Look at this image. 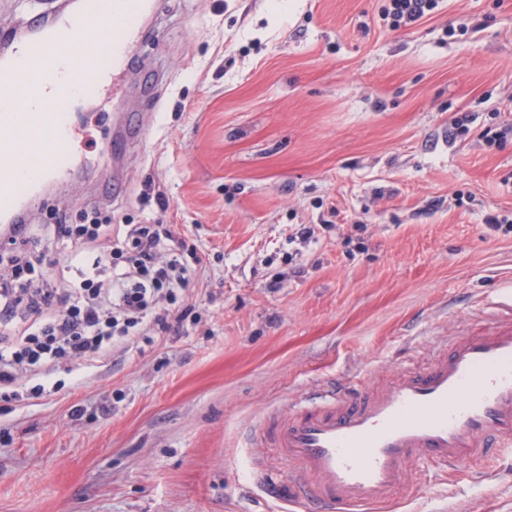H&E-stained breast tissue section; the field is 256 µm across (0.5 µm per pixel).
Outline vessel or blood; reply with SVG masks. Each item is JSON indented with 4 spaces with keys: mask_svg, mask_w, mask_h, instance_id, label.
<instances>
[{
    "mask_svg": "<svg viewBox=\"0 0 512 512\" xmlns=\"http://www.w3.org/2000/svg\"><path fill=\"white\" fill-rule=\"evenodd\" d=\"M151 8V0H77L55 20L8 36L0 54L1 220L44 182L68 175L77 150L70 102L119 84ZM254 438L293 464L304 512L383 502L415 459L445 464L512 448V317L374 391L328 390L313 407L281 409Z\"/></svg>",
    "mask_w": 512,
    "mask_h": 512,
    "instance_id": "vessel-or-blood-1",
    "label": "vessel or blood"
}]
</instances>
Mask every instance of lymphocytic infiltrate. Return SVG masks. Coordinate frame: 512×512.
<instances>
[{"instance_id": "1", "label": "lymphocytic infiltrate", "mask_w": 512, "mask_h": 512, "mask_svg": "<svg viewBox=\"0 0 512 512\" xmlns=\"http://www.w3.org/2000/svg\"><path fill=\"white\" fill-rule=\"evenodd\" d=\"M53 243L72 247L76 280L44 267L34 225L15 224L0 265V394L21 374L42 395L50 371L101 363L114 348L180 329L194 307L181 293L202 268L196 245L164 224H116L111 211L56 216Z\"/></svg>"}]
</instances>
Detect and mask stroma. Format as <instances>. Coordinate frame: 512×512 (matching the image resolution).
<instances>
[{
    "label": "stroma",
    "instance_id": "stroma-1",
    "mask_svg": "<svg viewBox=\"0 0 512 512\" xmlns=\"http://www.w3.org/2000/svg\"><path fill=\"white\" fill-rule=\"evenodd\" d=\"M61 2L0 0V29ZM386 4L154 0L135 91L74 104L98 162L30 222L108 204L173 225L203 258L199 321L0 399V512H297L250 468L288 479L276 449L245 445L268 411L373 390L502 320L512 233L486 219L512 218V141L484 134L512 126V0H439L400 28ZM370 512H512V450L411 461Z\"/></svg>",
    "mask_w": 512,
    "mask_h": 512
}]
</instances>
